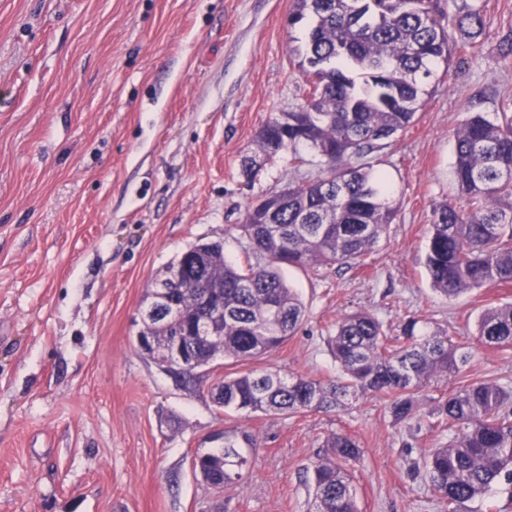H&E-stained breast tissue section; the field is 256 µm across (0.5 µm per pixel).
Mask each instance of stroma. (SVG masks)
Instances as JSON below:
<instances>
[{"instance_id": "obj_1", "label": "stroma", "mask_w": 512, "mask_h": 512, "mask_svg": "<svg viewBox=\"0 0 512 512\" xmlns=\"http://www.w3.org/2000/svg\"><path fill=\"white\" fill-rule=\"evenodd\" d=\"M479 3L481 45L458 49L409 130L368 157L399 210L365 266L284 269L306 307L296 334L246 365L218 359L187 391L137 349L147 289L200 240L246 267L247 207L321 170L308 147L268 161L256 142L309 97L293 0H0V512H310L307 479L335 433L361 450L348 466L361 512H448L420 465L448 442L438 402L474 381L512 389V348L476 335L512 283L448 299L424 266L433 210L457 198L458 127L512 98V60L496 50L512 0ZM356 311L391 337L411 320L447 331L471 358L401 423L371 395L296 414L213 403L210 384L247 367L338 377L327 339ZM231 430L257 445L219 492L192 458Z\"/></svg>"}]
</instances>
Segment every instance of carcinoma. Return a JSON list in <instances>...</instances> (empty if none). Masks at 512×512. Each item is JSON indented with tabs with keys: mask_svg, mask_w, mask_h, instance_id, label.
Masks as SVG:
<instances>
[{
	"mask_svg": "<svg viewBox=\"0 0 512 512\" xmlns=\"http://www.w3.org/2000/svg\"><path fill=\"white\" fill-rule=\"evenodd\" d=\"M440 0H294L289 25H306L295 49L311 80L310 99L287 122L273 118L257 133L266 159L305 145L322 160L314 180H288L265 206L246 211L236 225L260 261L239 269L224 259L219 242H199L167 268L178 279L163 285L184 300L165 324L140 329L162 347L196 324L207 292L224 300L223 335L198 349L202 365L220 357L255 360L293 336L305 306L282 275L292 266L312 269L362 263L393 223L397 206L385 181L365 158L394 141L413 123L428 95V81L449 65L456 49L476 48L486 22L476 0H461L448 16ZM365 75L358 85L351 70ZM472 112L456 133L454 178L464 203L434 208L425 268L431 285L446 297L512 282V115ZM407 322L403 340L388 344L384 324L357 311L336 323L329 346L342 377L327 383L301 375L248 370L211 385L224 391L226 411L294 414L337 407L341 399L371 393L388 399L397 421L409 419L415 395L434 378L448 376L468 353L448 341V332L415 334ZM478 340L512 347V303L487 308L477 324ZM512 390L473 382L439 403L438 414L453 434L448 444L424 457L423 469L438 496L455 512L458 504L484 496L493 484H512ZM331 457L317 463L309 479L313 512H360L346 464L361 456L358 444L338 433L326 442ZM248 458L236 435L224 446L195 457L206 473H219V487L236 483Z\"/></svg>",
	"mask_w": 512,
	"mask_h": 512,
	"instance_id": "carcinoma-1",
	"label": "carcinoma"
}]
</instances>
